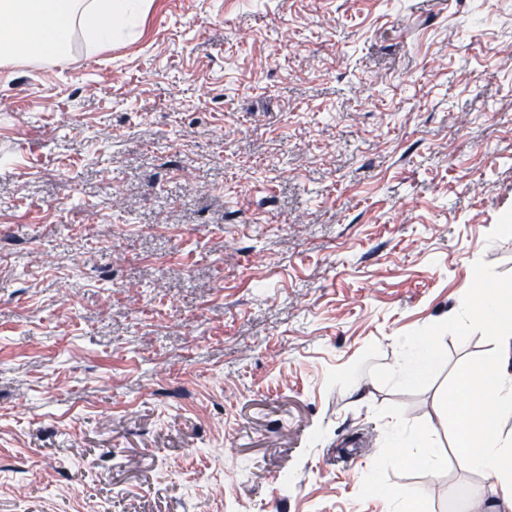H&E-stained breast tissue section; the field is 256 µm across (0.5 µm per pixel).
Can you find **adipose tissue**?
<instances>
[{
  "mask_svg": "<svg viewBox=\"0 0 512 512\" xmlns=\"http://www.w3.org/2000/svg\"><path fill=\"white\" fill-rule=\"evenodd\" d=\"M148 6V0H0V17L13 19L0 26V57L64 53L76 28L91 45L110 46L124 32L138 30ZM461 316L491 338L479 364L460 368L454 382L456 457L467 470L493 479L490 487H469L465 512H512V288L466 291ZM441 340L437 329L404 344L385 368L387 379L398 386L430 379Z\"/></svg>",
  "mask_w": 512,
  "mask_h": 512,
  "instance_id": "obj_1",
  "label": "adipose tissue"
}]
</instances>
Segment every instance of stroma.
<instances>
[{
    "label": "stroma",
    "instance_id": "35a3bbf8",
    "mask_svg": "<svg viewBox=\"0 0 512 512\" xmlns=\"http://www.w3.org/2000/svg\"><path fill=\"white\" fill-rule=\"evenodd\" d=\"M510 43L512 0H151L0 64V512L460 504L383 431L447 453L459 298L512 283ZM440 328L431 336L417 337L404 344L399 356L385 368L386 378L397 386H412L430 379L439 364V344L444 336Z\"/></svg>",
    "mask_w": 512,
    "mask_h": 512
}]
</instances>
